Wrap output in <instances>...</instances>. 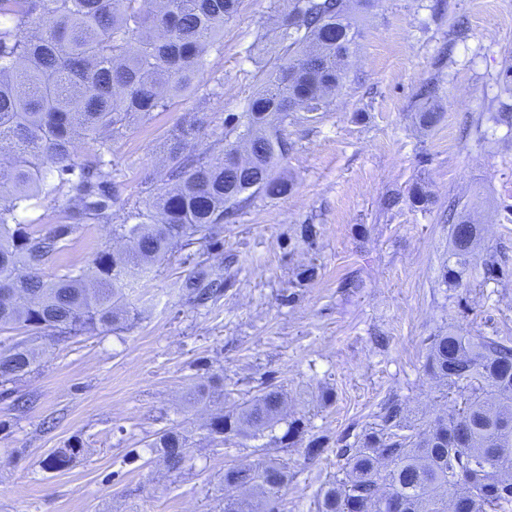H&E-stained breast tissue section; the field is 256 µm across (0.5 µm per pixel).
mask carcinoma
I'll return each mask as SVG.
<instances>
[{
    "instance_id": "obj_1",
    "label": "carcinoma",
    "mask_w": 512,
    "mask_h": 512,
    "mask_svg": "<svg viewBox=\"0 0 512 512\" xmlns=\"http://www.w3.org/2000/svg\"><path fill=\"white\" fill-rule=\"evenodd\" d=\"M238 0H0V332L25 330L56 338L110 332L124 326L126 290L157 264L194 243L215 240L224 219L256 196L276 199L291 182L275 173L291 144L285 125L293 112L319 115L343 81L344 57L358 30L348 0H294L280 27L283 63L266 76L242 118L225 126L218 154L198 152L191 140L205 128L195 117L173 130L166 176L171 187L129 205L112 223L113 164L108 139L138 119L163 111L194 85L207 49ZM95 148L81 154L76 141ZM253 150L248 164L232 162ZM63 197L61 220L46 232L18 220L32 201ZM105 221L126 248L99 250L94 275L69 268L44 278L42 268L67 247L82 225ZM448 208V263L440 271L458 285L478 265L499 279L512 275L492 258L476 257V225ZM182 288L205 304L224 292V277L191 270ZM31 347L0 350V385L30 374ZM427 374L461 399L457 411L428 428L404 433L395 398L378 412L379 427L356 445L336 439L343 477L318 499V512H508L512 506V338L465 336L455 330L429 337ZM285 395L266 383L238 407L209 418L214 441L266 436L284 448L305 444L312 460L329 444L311 436L301 419L283 416ZM282 435H275L279 424ZM150 448L168 470L188 460L187 437L176 428L154 434ZM80 443L42 461L46 470L70 465ZM288 483V463L258 458L224 471L227 487L258 488L262 496L224 497V512H276Z\"/></svg>"
}]
</instances>
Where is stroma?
Here are the masks:
<instances>
[{
	"mask_svg": "<svg viewBox=\"0 0 512 512\" xmlns=\"http://www.w3.org/2000/svg\"><path fill=\"white\" fill-rule=\"evenodd\" d=\"M291 3L241 0L191 90L113 137L112 221L85 225L45 275L88 266L114 246L124 203L163 188L169 133L198 106L207 130L195 147L218 150L225 118L245 112L282 61ZM352 13L359 35L328 111L315 121L294 113L286 127L292 148L281 169L291 191L256 198L221 225L218 244L190 249L231 274L220 298L188 302L181 284L192 265L178 255L128 291L139 316L122 329L0 334L41 353L18 384L32 398L25 412L0 387V512H221L225 470L260 455L288 459L278 512H317L321 489L341 475L335 447L309 460L299 447L224 445L203 427L209 414L269 381L285 392L287 417L312 435L358 441L391 396L417 428L454 408L447 386L425 372L429 336H512V279L477 270L450 287L439 277L449 249L441 213L452 200L477 225L481 250L512 269V0H360ZM428 83L441 117L424 130L416 114ZM417 183L427 207L408 200ZM306 224L316 230L310 243ZM311 265L316 277L299 281ZM350 278L360 287H345ZM213 374L223 398L195 402L192 390ZM169 427L189 438L179 473L148 446ZM74 442L84 451L67 469L41 467Z\"/></svg>",
	"mask_w": 512,
	"mask_h": 512,
	"instance_id": "obj_1",
	"label": "stroma"
}]
</instances>
